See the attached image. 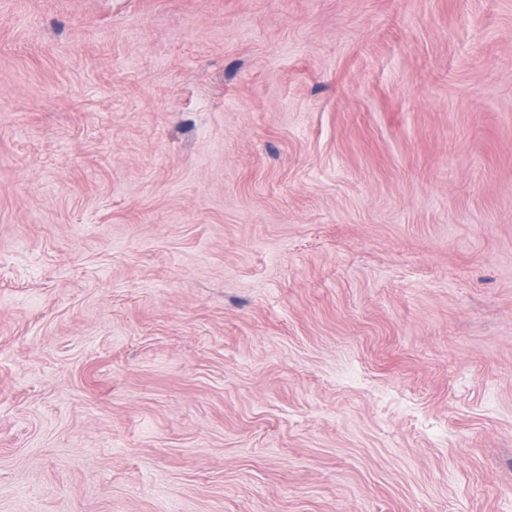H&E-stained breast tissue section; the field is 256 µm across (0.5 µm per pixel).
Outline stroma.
<instances>
[{
	"label": "stroma",
	"mask_w": 512,
	"mask_h": 512,
	"mask_svg": "<svg viewBox=\"0 0 512 512\" xmlns=\"http://www.w3.org/2000/svg\"><path fill=\"white\" fill-rule=\"evenodd\" d=\"M0 512H512V0H0Z\"/></svg>",
	"instance_id": "35a3bbf8"
}]
</instances>
